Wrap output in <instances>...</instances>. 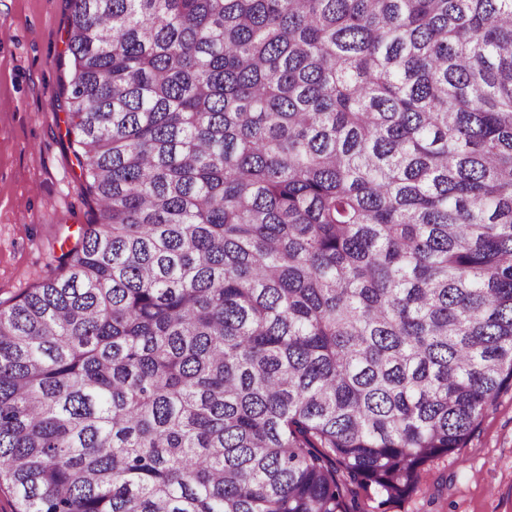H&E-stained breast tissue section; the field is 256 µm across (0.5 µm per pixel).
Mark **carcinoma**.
Segmentation results:
<instances>
[{
  "label": "carcinoma",
  "instance_id": "1",
  "mask_svg": "<svg viewBox=\"0 0 512 512\" xmlns=\"http://www.w3.org/2000/svg\"><path fill=\"white\" fill-rule=\"evenodd\" d=\"M97 210L0 301L16 512L404 500L512 383V0H70Z\"/></svg>",
  "mask_w": 512,
  "mask_h": 512
}]
</instances>
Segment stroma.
<instances>
[{
	"instance_id": "35a3bbf8",
	"label": "stroma",
	"mask_w": 512,
	"mask_h": 512,
	"mask_svg": "<svg viewBox=\"0 0 512 512\" xmlns=\"http://www.w3.org/2000/svg\"><path fill=\"white\" fill-rule=\"evenodd\" d=\"M69 0H0V300L48 275L93 219L65 106ZM387 512H512V388Z\"/></svg>"
}]
</instances>
